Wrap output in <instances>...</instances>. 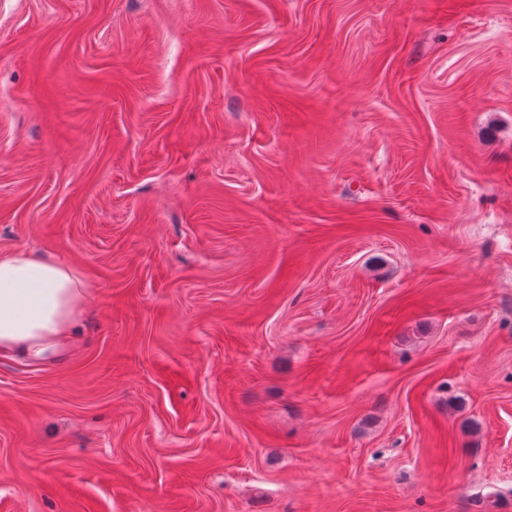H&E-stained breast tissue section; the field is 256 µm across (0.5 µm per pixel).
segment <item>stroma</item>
<instances>
[{"label":"stroma","instance_id":"1","mask_svg":"<svg viewBox=\"0 0 512 512\" xmlns=\"http://www.w3.org/2000/svg\"><path fill=\"white\" fill-rule=\"evenodd\" d=\"M0 512H512V0H0ZM87 294L66 261L0 252V353L41 357L66 345Z\"/></svg>","mask_w":512,"mask_h":512}]
</instances>
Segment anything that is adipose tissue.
<instances>
[{
    "label": "adipose tissue",
    "instance_id": "1",
    "mask_svg": "<svg viewBox=\"0 0 512 512\" xmlns=\"http://www.w3.org/2000/svg\"><path fill=\"white\" fill-rule=\"evenodd\" d=\"M87 294L66 261L0 252V353L40 357L66 345Z\"/></svg>",
    "mask_w": 512,
    "mask_h": 512
}]
</instances>
